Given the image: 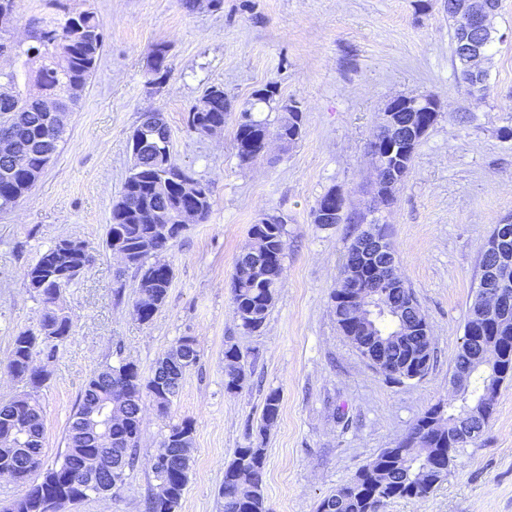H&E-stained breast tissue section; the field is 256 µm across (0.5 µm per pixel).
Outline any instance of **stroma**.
Here are the masks:
<instances>
[{"label": "stroma", "mask_w": 512, "mask_h": 512, "mask_svg": "<svg viewBox=\"0 0 512 512\" xmlns=\"http://www.w3.org/2000/svg\"><path fill=\"white\" fill-rule=\"evenodd\" d=\"M86 9L105 25V45L79 109L35 186L0 210V396L25 391L8 361L14 336L37 329L38 298L24 274L62 237L86 241L94 259L62 294L71 336L38 391L45 422V467L65 450L66 426L91 374L125 359L143 373L179 337L200 357L168 415L145 402L139 463L122 490L66 512H146L156 481L151 458L171 424L190 420L194 451L179 512H220L218 490L235 449L254 441L268 390L281 394L277 425L264 439L263 487L270 512H316L318 503L382 449L395 447L430 406L447 401L448 376L478 283V263L496 225L512 224V0H501L486 69L489 91L468 95L454 63L448 0H16L12 33ZM165 45L168 73L149 82L148 61ZM304 112V133L288 152L270 148L240 165L234 124L264 85ZM223 87L231 119L222 133L188 131L190 108ZM433 94L436 123L421 139L412 170L391 207L370 211L373 172L367 144L387 101ZM161 111L171 153L209 185L211 211L163 255L173 282L152 322L137 320L134 270L117 275L102 246L112 202L129 174V138L143 112ZM344 197V223L313 222L329 189ZM384 224L397 270L427 316L434 365L423 379L394 383L369 366L340 333L331 301L347 250L363 231L359 216ZM286 226L284 283L261 332L236 319L230 278L250 244L252 224ZM239 346L250 374L224 390V346ZM380 512H512V379L475 444L422 500H391Z\"/></svg>", "instance_id": "1"}]
</instances>
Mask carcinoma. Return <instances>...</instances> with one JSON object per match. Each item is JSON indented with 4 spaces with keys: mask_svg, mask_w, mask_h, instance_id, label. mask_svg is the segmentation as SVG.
Listing matches in <instances>:
<instances>
[{
    "mask_svg": "<svg viewBox=\"0 0 512 512\" xmlns=\"http://www.w3.org/2000/svg\"><path fill=\"white\" fill-rule=\"evenodd\" d=\"M31 39L32 43L24 49L22 43L0 32V55L12 53L25 57L18 68L0 69V86L8 85L13 90L10 96H0V141L11 138L30 144V151L23 156L0 150V210L15 206L34 187L42 173L38 153L44 140L48 138L54 147H59L64 128L47 124V105L56 102L64 112L76 111L80 99L72 100L70 94L85 91L97 69L105 41L104 23L93 10L67 13L35 27ZM166 59V46L157 45L152 49L148 70L152 82L158 83L165 77ZM458 68L468 94L484 99L488 91L487 72L474 75L461 63ZM22 84L26 87L24 92L20 90ZM259 103L269 105L273 103V96L253 94L252 100L240 109L245 120H236L234 141L236 156L242 165L261 156L266 143L277 141L286 150L296 144L293 137L300 138L303 134L302 110L283 114L271 123L253 115L254 106ZM228 112L224 89L211 85L188 112L187 129L203 136L210 125H224ZM139 126L149 128L148 145L132 161L133 173L125 179L118 198L112 202L104 246L108 251L118 247L126 252L128 261L122 269L134 268L139 273L137 292H147L152 297L145 314V321L149 323L163 305L173 280L171 266L158 259V255L174 240L156 232L157 212L165 211L169 223H178L186 204L182 182L194 179V175L172 157L170 130L162 112L144 113ZM368 149L377 155L379 165L393 163V143L382 132L375 134ZM196 184L198 200L193 207L199 214L198 221L203 222L211 210V194L208 185L199 180ZM250 235L253 244L236 258L231 289L235 317L245 331L254 333L264 326L278 289L283 285L287 241L285 224L278 219H263L252 225ZM63 241L68 238H60L49 246L25 274L27 288L43 302L58 291L56 283L48 279L49 267L56 263H82L81 251L87 244L74 239L72 243L78 249L63 253L59 250ZM499 253L511 255L512 240L501 241L493 233L484 246L480 267L493 262ZM352 278L363 286L371 281L364 269L352 268L347 259L339 287L331 295L336 324L344 336L352 333V324L341 294L343 286ZM71 331L68 315L59 317L44 307L39 330L21 331L13 339L9 372L17 378L29 379L32 391L17 394L0 406V469L17 470L22 483L40 471L44 456V415L36 393L47 375L35 367L34 362L40 355L54 357L59 342L70 336ZM486 336L502 351L505 368L512 370V320H507L498 330L490 329ZM175 348L188 359L182 368H168L165 355L147 376L136 364L122 360L95 370L70 418L66 449L60 462L43 472L40 481L31 484L22 497L1 506L0 512H40L41 499L52 494L72 495L80 501L98 494L94 485L81 490L73 485V474L80 471L87 454L112 452L113 462L118 464L112 471V480L125 484L128 472L138 463L143 398L151 397L159 413H168L186 373L199 359L198 345L192 336L178 338ZM388 363L390 371L386 378L393 382L400 383L405 375L419 369L417 365L404 364L396 354L389 356ZM454 371L467 375V389L457 401L446 406L440 428H426L424 422L431 412L426 409L397 447L382 449L350 481L328 495L336 505L334 512H379L388 501L424 499L437 488L440 480L436 471L448 469V458H457L480 437L486 425L481 417L471 412L484 396L486 375L472 365L470 352L462 346L455 357ZM247 381L240 348L229 341L224 346V390L237 393ZM109 401L114 410H127V417L123 421H112V448L107 449L82 438L79 425L89 408ZM280 410V392L271 389L264 398L258 426L260 433H266L277 424ZM192 447V422L184 420L171 425L151 462L157 486L166 487L167 494L162 498L158 492H153L147 500V512H178L192 462V456L180 449ZM265 466V449L261 444L251 443L235 449L233 459L224 469V482L219 489L222 512H269L262 492Z\"/></svg>",
    "mask_w": 512,
    "mask_h": 512,
    "instance_id": "carcinoma-1",
    "label": "carcinoma"
}]
</instances>
